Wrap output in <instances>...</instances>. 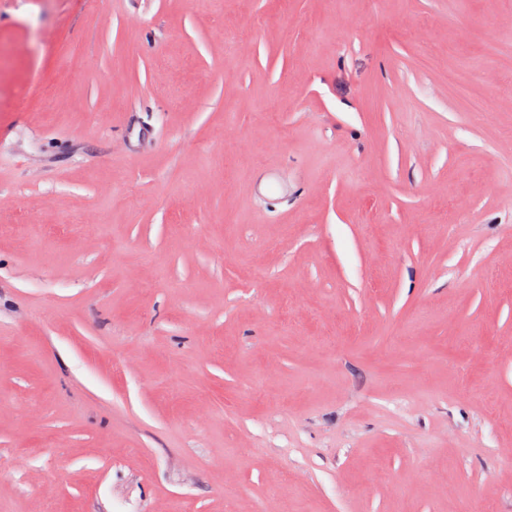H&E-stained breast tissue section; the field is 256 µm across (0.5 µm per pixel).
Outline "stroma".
Wrapping results in <instances>:
<instances>
[{
  "label": "stroma",
  "instance_id": "stroma-1",
  "mask_svg": "<svg viewBox=\"0 0 512 512\" xmlns=\"http://www.w3.org/2000/svg\"><path fill=\"white\" fill-rule=\"evenodd\" d=\"M512 512V0H0V512Z\"/></svg>",
  "mask_w": 512,
  "mask_h": 512
}]
</instances>
